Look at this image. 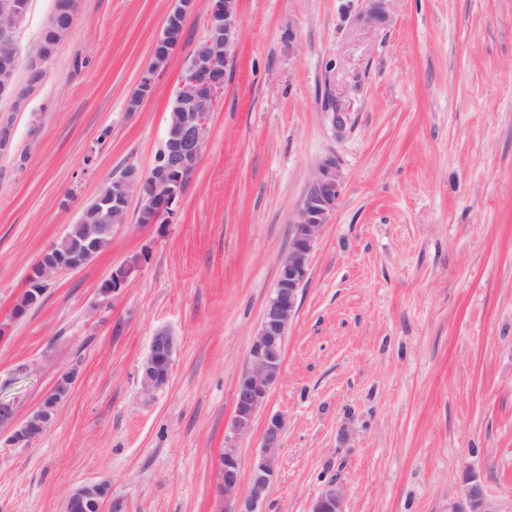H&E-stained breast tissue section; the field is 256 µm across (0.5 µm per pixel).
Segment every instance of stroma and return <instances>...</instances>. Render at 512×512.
<instances>
[{"label":"stroma","mask_w":512,"mask_h":512,"mask_svg":"<svg viewBox=\"0 0 512 512\" xmlns=\"http://www.w3.org/2000/svg\"><path fill=\"white\" fill-rule=\"evenodd\" d=\"M176 0H76L69 34L23 97L0 100V399L25 415L78 366L29 447L0 438V512H219L221 456L250 486L266 422H285L264 512H453L477 477L512 512V0H240L237 57L170 223L129 222L40 305L11 310L41 252L101 185L148 170L205 12L131 94ZM54 0H31L24 84ZM343 178L312 252L282 378L250 430L234 392L317 166ZM126 288L100 282L133 257ZM167 328L168 384L139 366ZM98 483H82L75 486L68 495L64 512L80 505L87 512H100L105 498ZM344 495L338 483H332L313 502L312 512H343Z\"/></svg>","instance_id":"stroma-1"}]
</instances>
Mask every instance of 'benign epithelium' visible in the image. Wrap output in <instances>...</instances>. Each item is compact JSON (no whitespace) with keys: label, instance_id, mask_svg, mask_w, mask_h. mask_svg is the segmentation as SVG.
Wrapping results in <instances>:
<instances>
[{"label":"benign epithelium","instance_id":"benign-epithelium-1","mask_svg":"<svg viewBox=\"0 0 512 512\" xmlns=\"http://www.w3.org/2000/svg\"><path fill=\"white\" fill-rule=\"evenodd\" d=\"M206 10L205 39L194 48L191 65L185 69L173 93L178 109L176 122L167 133L160 149V160L146 172L136 167L112 183V207L102 213L103 223L85 227L81 242H73L64 233L45 249L34 263L37 281L50 284L58 274L75 271L89 264L96 256V243L112 236L125 224L130 198L149 207L155 218L168 223L174 215V205L184 194L180 172L192 160L201 158L209 132L210 114L224 92V85L233 68L236 54L239 0H177L168 15L154 45H164L174 51L182 41L188 13L199 5ZM15 13L9 0L0 3V45L14 46L16 25L9 14ZM342 189V178L336 163L327 160L319 165L308 185L291 229L288 250L280 260L275 292L268 299L260 325L253 337L246 372L238 381L234 393L233 431L247 432L257 412L265 404L271 390L282 375V338L288 335L298 310V294L303 287L309 261L325 224L329 223ZM135 267L126 264L105 279L98 294L107 297L124 287ZM174 338L165 329L152 336L149 352L141 365V387L146 393L162 389L170 375L160 371V359L172 362ZM77 369L59 374L51 389L23 418H17L12 404L0 401V425L6 428L7 442L26 447L42 437L52 426L58 407L70 396ZM285 422L279 416L266 424L261 451L252 466L249 491L241 495V475L237 449H224L219 492L224 498V512H259L258 506L267 498L276 476L277 451L282 447ZM465 507L459 512H500L487 496L482 485L474 480L463 490ZM105 498L99 484L82 483L68 495L64 512L79 506L85 512H102ZM344 495L339 484H331L313 502L312 512H343Z\"/></svg>","mask_w":512,"mask_h":512}]
</instances>
